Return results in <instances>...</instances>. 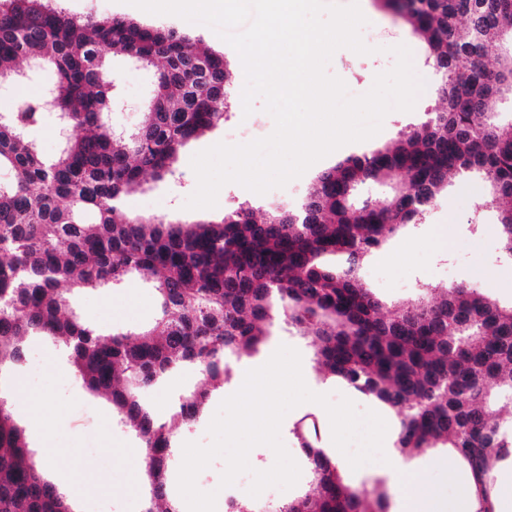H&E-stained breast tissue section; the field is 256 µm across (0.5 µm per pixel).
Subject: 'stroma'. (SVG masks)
I'll return each instance as SVG.
<instances>
[{"label": "stroma", "mask_w": 512, "mask_h": 512, "mask_svg": "<svg viewBox=\"0 0 512 512\" xmlns=\"http://www.w3.org/2000/svg\"><path fill=\"white\" fill-rule=\"evenodd\" d=\"M368 23L361 31L364 42L371 46L368 55L348 49L338 50L328 64V74L340 77L350 95L368 92L377 74L390 70L396 57L391 49L406 45L412 52L415 74L425 87L413 111H391L383 120L381 135L376 139L342 146L323 161L321 167L309 168L285 187L259 195L242 186L229 183L218 194V204L210 209L186 208V200L197 187L191 167L192 157L217 143L243 144L269 136L274 130L273 118L264 111L262 100H255V110L244 115L242 108H231L223 122L184 147L175 175L162 179L145 176L139 191L127 197V210L133 215L153 216L163 220L177 218L205 220L222 216L223 212L241 202H249L256 214H263L276 205L300 206L320 169L332 168L350 156L360 155L396 140L401 132L420 125L427 112L441 103L440 79L427 58V46L410 27L396 21L381 6L380 0H366ZM112 78L123 104L122 111L111 113V122L135 127L144 119L152 88L153 68L131 64L123 55L112 56ZM448 227V244L440 246L439 227ZM364 282L386 302H402L414 297L418 288H444L450 283H466L499 304H512V259L502 255L498 211L485 206L484 188L473 175L454 176L442 191L424 223L408 226L368 256L361 269ZM71 309L102 334L123 331L131 334L152 324L158 315L154 287L139 279L119 288H100L76 293L70 297ZM272 335L248 362L262 366L280 345L295 348L301 355L308 387L322 383L313 353L306 341L295 336L283 322H275ZM21 362L0 372V398L10 408L15 422L23 429L34 458L50 452L54 463L46 477L52 484L68 479L78 490L92 489L91 512H146L150 504L148 488H136L129 458L124 446L139 447L138 437L117 418L111 402L86 389L76 374L65 373V360L53 341L37 336L25 339ZM235 380L211 391L199 418L175 430V446L191 441L203 445L211 438L208 425L220 403L235 393ZM315 420L320 442L331 437V425L315 404L305 403L291 410L284 418L281 439L298 463V483L277 491L280 500L295 498L311 490L310 465L300 451L293 429L303 419ZM386 459L395 458V444H383ZM385 459V461H386ZM385 461L367 464L352 470L349 463L341 469L348 484L382 486L387 492L388 512H397L407 499L413 485L387 469ZM422 480L437 486L449 500H456L471 482L468 470L451 449L432 448L412 459ZM269 493H261L260 501H268Z\"/></svg>", "instance_id": "35a3bbf8"}]
</instances>
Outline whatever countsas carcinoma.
<instances>
[{
    "label": "carcinoma",
    "mask_w": 512,
    "mask_h": 512,
    "mask_svg": "<svg viewBox=\"0 0 512 512\" xmlns=\"http://www.w3.org/2000/svg\"><path fill=\"white\" fill-rule=\"evenodd\" d=\"M397 19L429 46L440 109L395 142L320 174L299 210L278 206L260 222L241 202L218 222L172 223L132 216L121 201L144 175L174 173L186 144L224 121L235 85L224 54L174 28L78 19L59 0H0V79L35 63L53 72L55 88L0 114V170L10 173L0 182V367L20 361L28 336L56 342L139 438L147 512H174L173 429L141 392L183 370L199 373L202 384L180 388L173 406L175 417L195 421L210 388L229 378V360L266 343L275 307L327 374L395 412L401 455L451 448L470 471L476 512H494L491 474L512 460V305L452 284L438 299L423 287L389 306L360 268L388 235L420 223L448 175L469 172L487 183L485 204L501 209V250L512 258V123L490 112L492 100L512 98V0H408ZM114 54L157 68L150 111L130 135L108 119ZM49 109L68 129L51 157L27 135ZM400 173L405 196L368 215L336 195L340 185ZM134 277L160 300L159 318L136 337H104L70 309L71 292ZM492 406L502 414L491 416ZM296 435L315 489L288 501H240L236 512H386L384 492L344 483L316 426ZM44 470L0 402V512H71Z\"/></svg>",
    "instance_id": "cac0c4a2"
}]
</instances>
